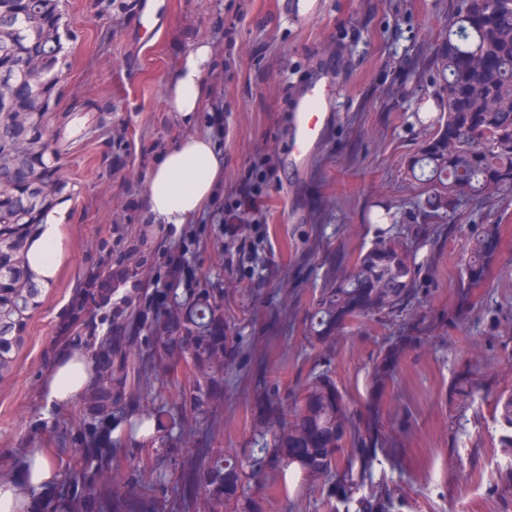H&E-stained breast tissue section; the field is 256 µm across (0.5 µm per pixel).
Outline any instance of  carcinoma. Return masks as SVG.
Masks as SVG:
<instances>
[{"mask_svg": "<svg viewBox=\"0 0 512 512\" xmlns=\"http://www.w3.org/2000/svg\"><path fill=\"white\" fill-rule=\"evenodd\" d=\"M0 0V379L15 361L24 333L42 305V279L27 253L45 216L66 185L58 180L48 120L58 104V84L71 38L63 22V0ZM434 67L447 112L438 120L418 158L407 163L420 184L418 210L428 224H445L469 208L491 212L512 206V0H458L448 20V35L438 41ZM500 225L483 224L464 246V283L483 285L494 260ZM428 262L417 258L409 240L381 237L356 258L351 269L329 273L321 289L306 340L320 353L336 352V330L363 316L399 317L415 312ZM137 320L147 335L141 361L155 356L186 360L197 371L194 396L161 404L146 416H126V358L113 353L111 336H67L92 353L98 378L85 398L76 429L58 436L60 451L73 462L58 488L37 494L36 512H133L123 494L124 480L112 475V432L124 428L135 449L153 450L150 469L135 457L133 481L148 512H166L179 485L172 483L190 446L196 443L191 417H204L208 436L220 439L224 422L213 392L224 387V366L236 359L240 337L224 333V289L196 288L158 308L143 303ZM495 336L512 334V310H495L489 322ZM474 356L459 373L453 396L464 402L492 399L500 423L499 446L512 454V386H499L481 372ZM399 433L411 429L410 400L391 398ZM375 439L345 402L331 369L309 375L293 406L276 392L267 396L260 433L249 448L211 456L194 469L202 497L197 512H266L264 493L312 481L319 512H402L405 489L372 482L375 466H393L390 453L378 457Z\"/></svg>", "mask_w": 512, "mask_h": 512, "instance_id": "1", "label": "carcinoma"}]
</instances>
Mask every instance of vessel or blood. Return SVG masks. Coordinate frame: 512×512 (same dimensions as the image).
<instances>
[{
    "label": "vessel or blood",
    "mask_w": 512,
    "mask_h": 512,
    "mask_svg": "<svg viewBox=\"0 0 512 512\" xmlns=\"http://www.w3.org/2000/svg\"><path fill=\"white\" fill-rule=\"evenodd\" d=\"M327 106L324 92L316 87L310 88L293 101L289 133V156L292 165L304 166L321 133L318 123L324 118Z\"/></svg>",
    "instance_id": "obj_1"
}]
</instances>
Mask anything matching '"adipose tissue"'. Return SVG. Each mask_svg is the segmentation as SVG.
<instances>
[{
  "label": "adipose tissue",
  "mask_w": 512,
  "mask_h": 512,
  "mask_svg": "<svg viewBox=\"0 0 512 512\" xmlns=\"http://www.w3.org/2000/svg\"><path fill=\"white\" fill-rule=\"evenodd\" d=\"M211 54L210 45H198L168 77L165 100L170 111L184 117L198 111L206 93L204 75ZM223 174L222 156L209 137L187 134L162 154L152 170L144 204L158 223H188L211 200ZM28 259L40 275L55 274L60 261L58 224L49 221L41 226ZM94 380L89 353L80 348L66 351L39 383L45 411L71 407ZM56 456L53 448L27 449L18 465L19 475H0V512H31L34 494L52 489L60 481Z\"/></svg>",
  "instance_id": "obj_1"
}]
</instances>
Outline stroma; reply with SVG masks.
<instances>
[{
  "instance_id": "stroma-1",
  "label": "stroma",
  "mask_w": 512,
  "mask_h": 512,
  "mask_svg": "<svg viewBox=\"0 0 512 512\" xmlns=\"http://www.w3.org/2000/svg\"><path fill=\"white\" fill-rule=\"evenodd\" d=\"M304 0H67L73 33L60 103L49 126L67 186L53 214L60 226L59 269L24 343L0 380V469L16 448L50 447L65 424L77 423L82 404L45 419L37 400L41 378L54 361L52 342L68 302L99 261L97 240L109 225L157 236L143 198L160 151L186 131L211 133L223 114L229 135L216 139L224 182L232 184L257 143L277 157L263 207L248 219L265 225L266 239L251 269L227 266L233 238L202 224L223 203L214 197L201 217L174 227L173 238L198 271L199 288L224 291V324L247 348L224 374L218 405L224 449L247 447L260 420L261 395L289 396L322 359L304 339L331 265H351L381 236H403L421 223L419 191L405 162L420 153L445 104L432 68L438 37L448 32L453 0H316L313 15L298 19ZM153 22L137 24L138 8ZM235 25L234 53L224 29ZM212 48L205 74L208 94L199 112L183 119L167 111L164 83L198 43ZM332 89V120L302 171L288 164L289 105L310 86ZM125 164L114 168L112 157ZM500 226L497 259L487 286L464 288L463 245L480 224ZM431 256L419 319L366 316L341 333L331 369L364 428L394 432L390 396L375 386L377 370L397 350L393 382L413 404L416 426L398 437L400 462L386 469L389 485L405 488V512H512V488L500 473L512 456L498 444L500 427L487 404L454 401L450 393L472 348L485 373L512 382L507 340L476 333L489 309L512 306V208L474 212L453 238L417 237ZM194 382L190 368L158 363L127 404L140 414L160 401L180 400Z\"/></svg>"
}]
</instances>
